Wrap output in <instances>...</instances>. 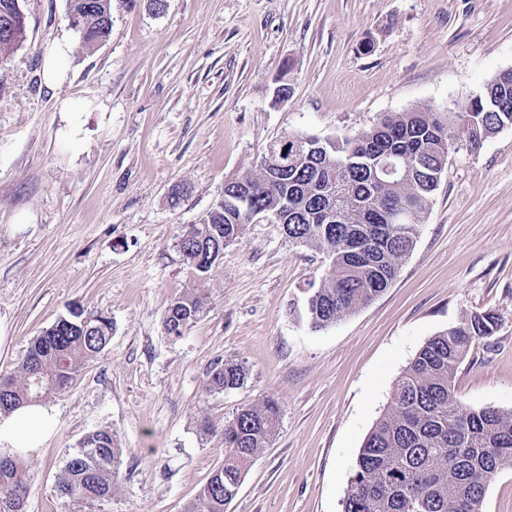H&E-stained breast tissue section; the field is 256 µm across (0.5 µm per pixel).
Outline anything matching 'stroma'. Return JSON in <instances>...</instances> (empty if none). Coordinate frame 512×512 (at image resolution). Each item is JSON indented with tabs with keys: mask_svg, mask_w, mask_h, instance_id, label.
Masks as SVG:
<instances>
[{
	"mask_svg": "<svg viewBox=\"0 0 512 512\" xmlns=\"http://www.w3.org/2000/svg\"><path fill=\"white\" fill-rule=\"evenodd\" d=\"M20 7L27 38L0 58V374L72 311L114 324L49 401L58 425L25 458L26 512H77L56 479L104 427L122 463L111 498L84 512H183L224 462L202 422L222 427L269 398L278 432L226 512H342L403 369L474 312L499 326L471 348L455 390L470 407L512 409V127L450 153L397 278L326 329L306 308L327 257L275 221L246 225L204 280L177 247L225 178L257 169L276 139L337 140L390 112L464 108L512 69V0H112V32L92 53L67 0ZM55 41L70 47L68 76L50 87L43 53ZM67 100L85 111H63ZM189 288L206 308L167 335V305ZM219 362L243 365L247 383L207 392Z\"/></svg>",
	"mask_w": 512,
	"mask_h": 512,
	"instance_id": "stroma-1",
	"label": "stroma"
}]
</instances>
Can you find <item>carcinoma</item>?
<instances>
[{"label": "carcinoma", "instance_id": "carcinoma-1", "mask_svg": "<svg viewBox=\"0 0 512 512\" xmlns=\"http://www.w3.org/2000/svg\"><path fill=\"white\" fill-rule=\"evenodd\" d=\"M82 47L93 52L112 31V0H67ZM27 38L20 0H0V56ZM512 126V70L499 73L461 112L441 119L411 109L380 118L371 129L342 140L287 136L288 169L278 171L281 145L271 144L260 172L224 181V198L204 222L185 227L177 246L195 276L207 278L254 217L277 212L288 240L313 246L333 261L323 284L307 300L311 326L324 329L382 294L414 248L450 152L479 149ZM399 156L402 180L376 177L378 162ZM200 295L186 291L166 309L164 328L180 337L204 311ZM498 318L476 312L432 336L396 384L391 409L366 435L342 499V512H482L486 488L512 466V410L474 409L455 393L454 377L470 348L492 337ZM112 319L100 312L61 318L29 343L13 373L0 375V413L39 405L68 387L84 362L112 338ZM246 370L218 363L207 389L244 385ZM280 408L273 399L245 407L219 433L224 464L184 512H224L242 477L276 435ZM122 449L114 431L86 434L60 469L61 497L82 507L112 496ZM28 484L17 455L0 456V512H23Z\"/></svg>", "mask_w": 512, "mask_h": 512}]
</instances>
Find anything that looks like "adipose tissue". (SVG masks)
I'll return each mask as SVG.
<instances>
[{"label":"adipose tissue","mask_w":512,"mask_h":512,"mask_svg":"<svg viewBox=\"0 0 512 512\" xmlns=\"http://www.w3.org/2000/svg\"><path fill=\"white\" fill-rule=\"evenodd\" d=\"M57 423L55 408L43 404L0 414V451L23 455L42 447L54 434Z\"/></svg>","instance_id":"ef3b65f1"}]
</instances>
